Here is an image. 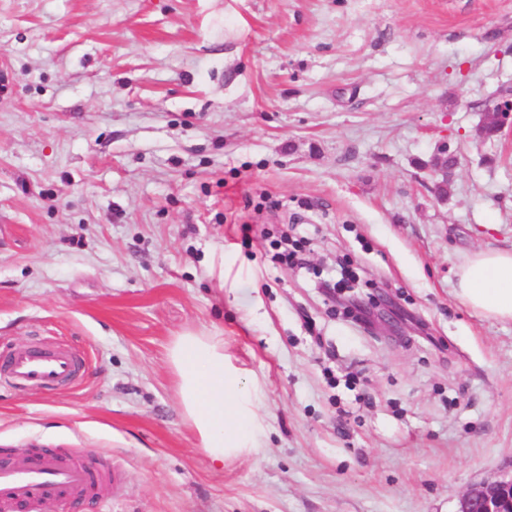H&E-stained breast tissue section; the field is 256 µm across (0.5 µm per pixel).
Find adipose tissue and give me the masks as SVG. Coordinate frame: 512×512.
<instances>
[{
  "label": "adipose tissue",
  "instance_id": "adipose-tissue-1",
  "mask_svg": "<svg viewBox=\"0 0 512 512\" xmlns=\"http://www.w3.org/2000/svg\"><path fill=\"white\" fill-rule=\"evenodd\" d=\"M457 295L477 314L512 321V251H478L456 272ZM168 358L177 378L179 404L197 446L220 464L258 447L262 434L257 386L234 367L218 336L175 337Z\"/></svg>",
  "mask_w": 512,
  "mask_h": 512
}]
</instances>
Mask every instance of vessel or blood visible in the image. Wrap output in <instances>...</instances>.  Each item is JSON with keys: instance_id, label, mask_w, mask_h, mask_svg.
Masks as SVG:
<instances>
[{"instance_id": "vessel-or-blood-1", "label": "vessel or blood", "mask_w": 512, "mask_h": 512, "mask_svg": "<svg viewBox=\"0 0 512 512\" xmlns=\"http://www.w3.org/2000/svg\"><path fill=\"white\" fill-rule=\"evenodd\" d=\"M83 363L70 346L0 350V383L33 388L76 384ZM119 473L77 454L40 451L0 455V512H45L49 502L84 500L118 489Z\"/></svg>"}]
</instances>
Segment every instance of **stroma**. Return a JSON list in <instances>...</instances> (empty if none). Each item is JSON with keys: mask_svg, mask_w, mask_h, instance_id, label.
Masks as SVG:
<instances>
[{"mask_svg": "<svg viewBox=\"0 0 512 512\" xmlns=\"http://www.w3.org/2000/svg\"><path fill=\"white\" fill-rule=\"evenodd\" d=\"M510 86L512 0H0V349L84 359L0 384V449L122 473L55 512H455L512 476V323L455 295L512 251V137L481 135ZM344 260L398 332L335 312ZM189 330L263 391L220 468L167 361ZM83 363L70 346L28 347L0 350V383H19L33 388L75 385Z\"/></svg>", "mask_w": 512, "mask_h": 512, "instance_id": "stroma-1", "label": "stroma"}]
</instances>
